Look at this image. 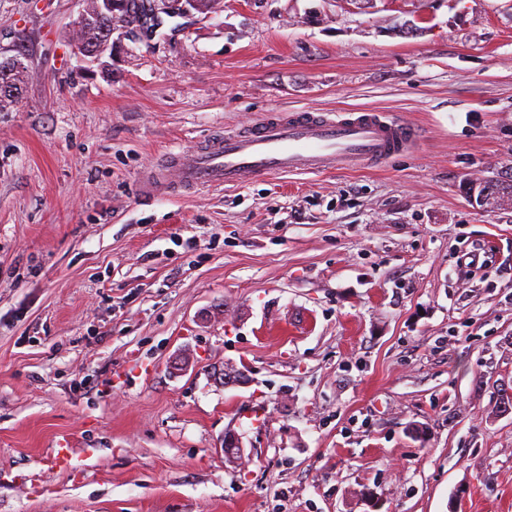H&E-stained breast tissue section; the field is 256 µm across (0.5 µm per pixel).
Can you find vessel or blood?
<instances>
[{
    "instance_id": "obj_1",
    "label": "vessel or blood",
    "mask_w": 512,
    "mask_h": 512,
    "mask_svg": "<svg viewBox=\"0 0 512 512\" xmlns=\"http://www.w3.org/2000/svg\"><path fill=\"white\" fill-rule=\"evenodd\" d=\"M421 140L417 125L374 110L270 112L168 155L147 172L141 192L149 197L164 185L218 189L283 173L377 167Z\"/></svg>"
}]
</instances>
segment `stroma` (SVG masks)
Returning <instances> with one entry per match:
<instances>
[{"label": "stroma", "mask_w": 512, "mask_h": 512, "mask_svg": "<svg viewBox=\"0 0 512 512\" xmlns=\"http://www.w3.org/2000/svg\"><path fill=\"white\" fill-rule=\"evenodd\" d=\"M82 6L0 0V512H512V205L464 191L512 173V0H215L108 67ZM355 108L424 139L140 194L265 113ZM9 62L15 61V58L8 59ZM0 63V111L3 110L7 105H10L17 101L19 95L22 91V85L24 83L25 73L27 71V66L24 63V60H20L16 65L13 63L7 64ZM3 86H8L14 88L18 91V95L14 96L12 94H5L1 91Z\"/></svg>", "instance_id": "obj_1"}]
</instances>
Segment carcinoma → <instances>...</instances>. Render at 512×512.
<instances>
[{"mask_svg": "<svg viewBox=\"0 0 512 512\" xmlns=\"http://www.w3.org/2000/svg\"><path fill=\"white\" fill-rule=\"evenodd\" d=\"M124 9L108 15H99L95 0H87L86 7L74 22L71 29L72 40L76 47L82 51L97 50L112 39V32L117 28H124L125 33L137 37L143 34L154 19L148 17V12L157 10L169 17L177 11H167L165 0H125ZM27 66L24 61L18 63H0V88L8 86L22 91ZM485 189L492 198L511 196L512 179L488 180Z\"/></svg>", "mask_w": 512, "mask_h": 512, "instance_id": "cac0c4a2", "label": "carcinoma"}]
</instances>
